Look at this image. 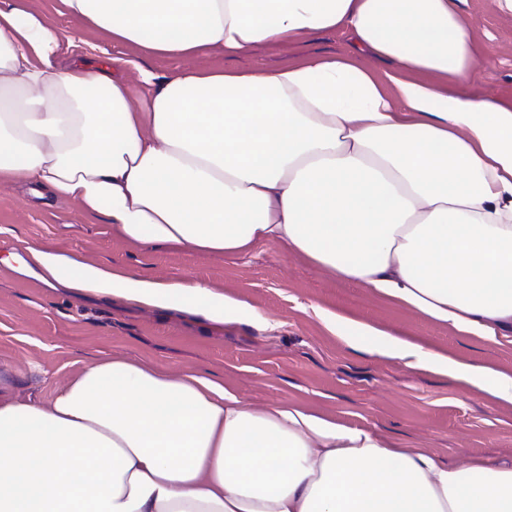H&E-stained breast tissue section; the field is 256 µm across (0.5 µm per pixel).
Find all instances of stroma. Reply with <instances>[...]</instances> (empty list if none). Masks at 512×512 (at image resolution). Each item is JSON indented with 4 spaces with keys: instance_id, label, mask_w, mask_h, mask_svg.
<instances>
[{
    "instance_id": "35a3bbf8",
    "label": "stroma",
    "mask_w": 512,
    "mask_h": 512,
    "mask_svg": "<svg viewBox=\"0 0 512 512\" xmlns=\"http://www.w3.org/2000/svg\"><path fill=\"white\" fill-rule=\"evenodd\" d=\"M26 8L64 31L61 62L102 49L95 65L131 56L83 21L59 14L54 0ZM475 28V71L466 84L512 101V14L494 0H462ZM346 34L315 32L242 57L200 54L198 67L274 70L312 55L348 51ZM62 252L120 274L163 283H204L234 298L251 317L216 327L201 317L103 301L52 289L30 261V249ZM391 330L453 358L512 373V347L462 336L335 277L278 245L229 257L167 246L135 245L102 214L41 195L37 186H0V383L21 400L49 402L55 389L103 357L128 358L177 374L200 371L253 405L295 403L336 421L374 429L406 448L428 449L441 463L487 459L512 465V404L490 400L448 375L350 346L330 332L321 313Z\"/></svg>"
}]
</instances>
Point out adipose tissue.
Segmentation results:
<instances>
[{
  "label": "adipose tissue",
  "instance_id": "obj_1",
  "mask_svg": "<svg viewBox=\"0 0 512 512\" xmlns=\"http://www.w3.org/2000/svg\"><path fill=\"white\" fill-rule=\"evenodd\" d=\"M135 56L60 65L65 37L0 0V182L106 214L131 242L265 243L463 336L512 347V104L450 87L473 66L461 0H57ZM341 31L353 50L275 71L142 64ZM47 286L249 317L208 286L34 252ZM347 343L512 403V374L337 315ZM0 512H512V467L440 464L302 406L124 359L48 403L0 390Z\"/></svg>",
  "mask_w": 512,
  "mask_h": 512
}]
</instances>
